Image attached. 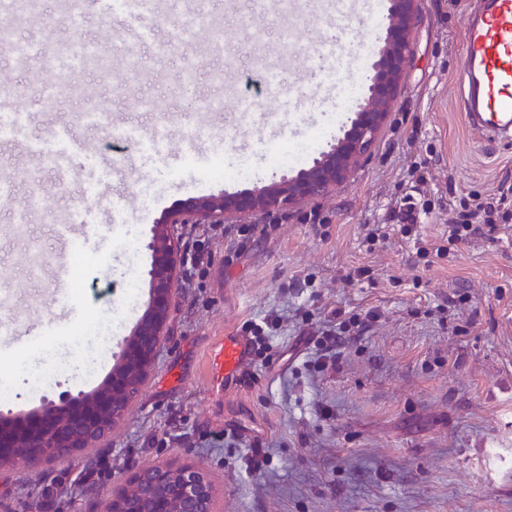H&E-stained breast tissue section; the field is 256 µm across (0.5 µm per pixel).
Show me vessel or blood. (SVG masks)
Here are the masks:
<instances>
[{"label":"vessel or blood","instance_id":"vessel-or-blood-1","mask_svg":"<svg viewBox=\"0 0 512 512\" xmlns=\"http://www.w3.org/2000/svg\"><path fill=\"white\" fill-rule=\"evenodd\" d=\"M460 109L472 126L491 133L512 132V0H472L466 12ZM86 126L105 129L116 139H137L142 150L161 146L159 134L135 135L101 113H87ZM251 355L248 340L228 336L213 358L216 384L237 385Z\"/></svg>","mask_w":512,"mask_h":512}]
</instances>
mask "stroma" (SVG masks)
I'll list each match as a JSON object with an SVG mask.
<instances>
[{
	"label": "stroma",
	"instance_id": "1",
	"mask_svg": "<svg viewBox=\"0 0 512 512\" xmlns=\"http://www.w3.org/2000/svg\"><path fill=\"white\" fill-rule=\"evenodd\" d=\"M468 0H420L413 51L391 119L352 176L328 196L242 225L182 224L179 274L166 338L154 369L126 419L103 446L74 464L62 461L26 476L0 467V506L25 512H96L89 486L110 493L132 470L160 461H200L214 484L219 512H512V226L447 242L455 219L449 203L474 204L512 186V141H497L467 123L459 80ZM376 0H355L332 20L330 0H166L153 36L136 19L101 9L75 18L60 0L17 28L28 50L0 48V83L13 93L24 123L0 137V182L25 168V181L0 194V319L39 323V335L0 341V375L15 378L9 410L39 407L61 392L90 391L112 369V355L148 302L144 273L151 227L177 203L236 193L281 174L272 149L321 130L329 144L346 121L337 85L364 83L385 32L369 19ZM205 22L166 54L158 41L176 24ZM95 44L107 69L61 66L72 41ZM224 46L222 56L206 50ZM334 42L336 56L365 47L353 69L320 75L314 50ZM282 92L267 95L266 68ZM80 95L47 100L43 69ZM197 75L183 85L186 69ZM221 115L190 105L208 98ZM259 103L256 112L240 98ZM153 110H143V102ZM105 109L113 121L149 133L162 128L164 147L146 153L104 131L86 128L83 113ZM60 148L75 167L98 158L114 169L93 171L94 193L72 172L42 168L29 144L58 126ZM246 161V181L215 176ZM428 168L418 186L409 169ZM46 196L30 223L14 221L33 194ZM413 203L412 235L391 215ZM80 209L91 232L68 252L80 261L81 285L66 288L61 314L52 267L57 227ZM443 252H434L435 244ZM47 271L28 277L31 264ZM136 301L124 303L127 288ZM351 335L334 346L325 332L335 310ZM112 315L107 355L91 380L71 374L47 395L14 375L20 359L46 343L54 359L73 360L75 327ZM265 326L266 348L254 353L234 395L210 379L222 338Z\"/></svg>",
	"mask_w": 512,
	"mask_h": 512
}]
</instances>
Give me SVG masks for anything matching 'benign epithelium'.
I'll return each mask as SVG.
<instances>
[{"instance_id": "7a95c632", "label": "benign epithelium", "mask_w": 512, "mask_h": 512, "mask_svg": "<svg viewBox=\"0 0 512 512\" xmlns=\"http://www.w3.org/2000/svg\"><path fill=\"white\" fill-rule=\"evenodd\" d=\"M419 0H389L387 36L373 64L367 95L353 110L349 127L329 149L294 176L239 193L187 200L153 225L149 301L129 336L113 355L109 376L94 390L63 392L11 427L18 435L0 436V466L23 475L61 459L78 461L108 440L125 419L150 375L166 336L176 282L184 256L174 236L178 224H223L262 217L288 205L321 198L346 181L369 155L386 126L401 91L404 64L412 53V32ZM98 512H218L215 490L205 466L196 460L164 462L133 470L101 501Z\"/></svg>"}]
</instances>
